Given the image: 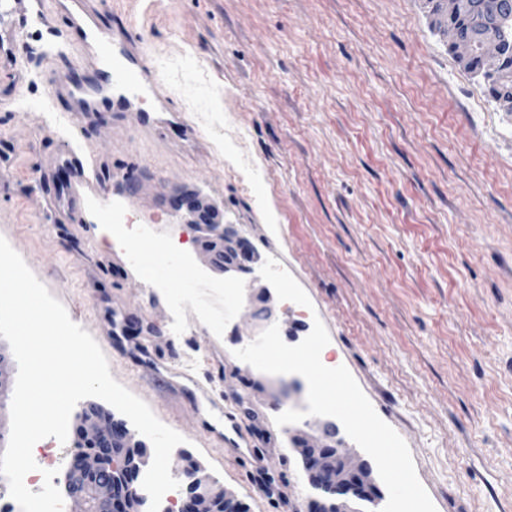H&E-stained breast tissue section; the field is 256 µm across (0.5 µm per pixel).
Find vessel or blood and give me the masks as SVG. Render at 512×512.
Masks as SVG:
<instances>
[{
	"mask_svg": "<svg viewBox=\"0 0 512 512\" xmlns=\"http://www.w3.org/2000/svg\"><path fill=\"white\" fill-rule=\"evenodd\" d=\"M54 8L70 28L83 35L74 48L83 79L76 83L55 81L50 87L52 99L62 102L69 114L86 119L108 109L135 113L140 130L146 135L178 125L185 135L195 136V129L187 125L182 113L170 110L168 98L160 90L157 71L128 28L102 29L94 0H54ZM40 12L39 0H0V20L8 14L27 19ZM73 164L76 181L68 197L59 200L62 208L98 191L96 182L86 173L83 159H74Z\"/></svg>",
	"mask_w": 512,
	"mask_h": 512,
	"instance_id": "obj_1",
	"label": "vessel or blood"
}]
</instances>
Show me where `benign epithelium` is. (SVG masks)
Returning a JSON list of instances; mask_svg holds the SVG:
<instances>
[{"label":"benign epithelium","instance_id":"1","mask_svg":"<svg viewBox=\"0 0 512 512\" xmlns=\"http://www.w3.org/2000/svg\"><path fill=\"white\" fill-rule=\"evenodd\" d=\"M448 2V9L434 14V21L448 37L449 48L466 65L474 44L495 49L492 32L512 29V0ZM455 16L467 19V28L451 23ZM490 71L499 87V108L512 112V70L498 62ZM171 205L176 210L187 209L194 224L214 223V209L199 197L177 195ZM220 238L224 240V273H252L259 255L251 245L230 224L224 225ZM75 420L79 448L65 472L64 492L78 505L77 512H148L150 500L137 486L147 460L126 423L90 402L80 404ZM292 443L302 457L308 485L318 494L311 512H354L348 501L373 504L380 498L368 465L342 451L343 439L335 423H323L316 436L297 434ZM182 476L186 496L178 512H243L232 493L201 468H186Z\"/></svg>","mask_w":512,"mask_h":512}]
</instances>
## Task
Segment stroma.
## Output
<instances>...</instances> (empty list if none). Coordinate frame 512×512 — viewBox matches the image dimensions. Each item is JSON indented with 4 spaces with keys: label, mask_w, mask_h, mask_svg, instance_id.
<instances>
[{
    "label": "stroma",
    "mask_w": 512,
    "mask_h": 512,
    "mask_svg": "<svg viewBox=\"0 0 512 512\" xmlns=\"http://www.w3.org/2000/svg\"><path fill=\"white\" fill-rule=\"evenodd\" d=\"M129 28L175 128L147 138L134 115H66L53 79L78 78L79 39L63 16L15 17L23 69H0V236L105 354L113 378L182 434L172 472L202 466L247 512H308L314 496L291 438L312 431L308 384L237 359L265 325L262 278H229L175 194L214 204L261 258L279 261L382 420L407 443L437 512H512V114L448 47L429 0H99ZM56 40L59 52L44 53ZM96 147V198L60 215L65 152ZM120 212L146 243H190L193 272L102 246ZM208 377L222 411L188 387L161 398L137 346ZM304 411L283 427L275 416ZM232 414L246 447L208 438Z\"/></svg>",
    "instance_id": "35a3bbf8"
}]
</instances>
